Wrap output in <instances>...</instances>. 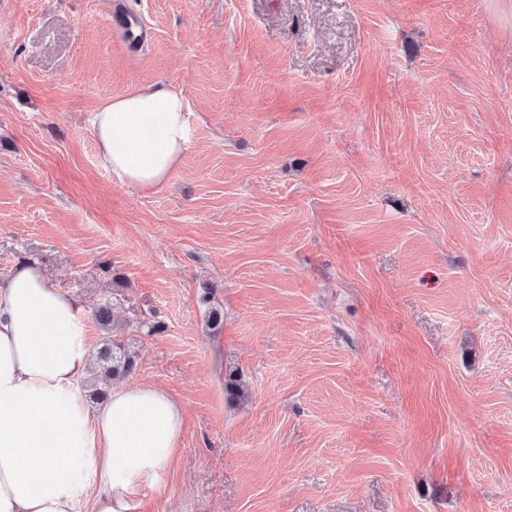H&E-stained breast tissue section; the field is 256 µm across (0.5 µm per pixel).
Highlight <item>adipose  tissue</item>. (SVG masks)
Here are the masks:
<instances>
[{
    "label": "adipose tissue",
    "mask_w": 512,
    "mask_h": 512,
    "mask_svg": "<svg viewBox=\"0 0 512 512\" xmlns=\"http://www.w3.org/2000/svg\"><path fill=\"white\" fill-rule=\"evenodd\" d=\"M182 92L140 89L90 115L113 181L149 192L190 142ZM84 307L22 263L0 279V512H134L179 451L180 404L153 385L117 386L104 403L92 381Z\"/></svg>",
    "instance_id": "1"
}]
</instances>
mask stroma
<instances>
[{
  "label": "stroma",
  "instance_id": "35a3bbf8",
  "mask_svg": "<svg viewBox=\"0 0 512 512\" xmlns=\"http://www.w3.org/2000/svg\"><path fill=\"white\" fill-rule=\"evenodd\" d=\"M135 2L137 48L0 0V278L94 350L108 306L114 385L180 402L138 512H512V0ZM161 84L190 145L144 192L88 118Z\"/></svg>",
  "mask_w": 512,
  "mask_h": 512
}]
</instances>
